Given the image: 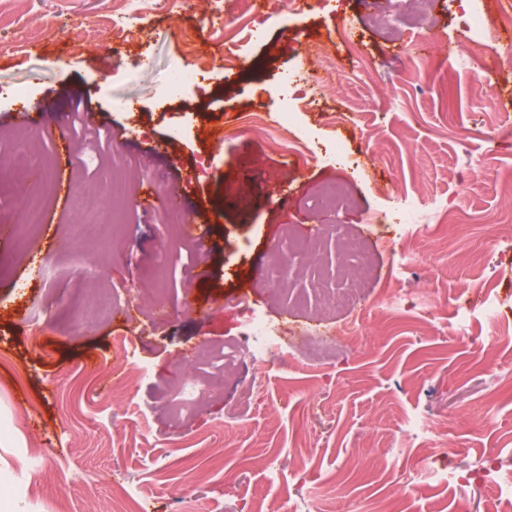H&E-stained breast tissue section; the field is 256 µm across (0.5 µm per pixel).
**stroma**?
<instances>
[{
    "mask_svg": "<svg viewBox=\"0 0 512 512\" xmlns=\"http://www.w3.org/2000/svg\"><path fill=\"white\" fill-rule=\"evenodd\" d=\"M511 1L432 0L434 27L393 43L370 22L389 0H151L122 29L112 0H16L0 21V419H16L0 512L60 497L113 512L119 486L131 512H487L512 488V383L496 377L512 364V197L495 188L512 178V28H488L472 66L459 26ZM323 54L335 77L299 111L315 132L300 159L266 91ZM176 65L202 78L161 102ZM76 94L100 138L71 136ZM25 103L40 123L17 119ZM19 147L52 184L37 227ZM327 181L354 205L322 207ZM177 191L209 241L201 281L170 210L141 207ZM397 195L414 200L404 221L372 223ZM340 228L373 276L319 324L303 309L343 276ZM256 317L282 329L260 355ZM227 346L243 350L234 378L175 416L195 351ZM442 434L446 454L422 460Z\"/></svg>",
    "mask_w": 512,
    "mask_h": 512,
    "instance_id": "35a3bbf8",
    "label": "stroma"
}]
</instances>
